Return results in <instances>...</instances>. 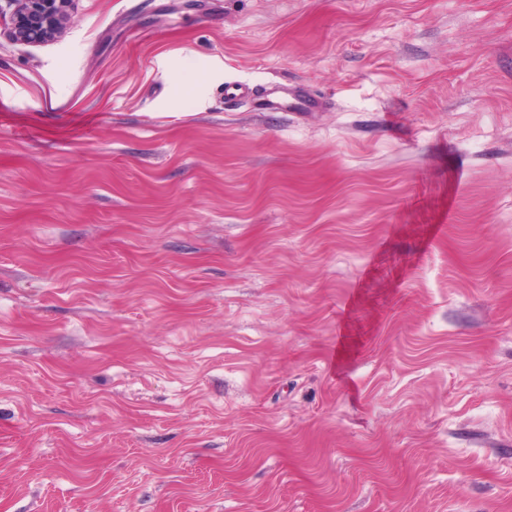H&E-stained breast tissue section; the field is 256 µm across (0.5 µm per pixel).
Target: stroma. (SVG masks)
<instances>
[{"mask_svg":"<svg viewBox=\"0 0 512 512\" xmlns=\"http://www.w3.org/2000/svg\"><path fill=\"white\" fill-rule=\"evenodd\" d=\"M9 28L0 512H512V0Z\"/></svg>","mask_w":512,"mask_h":512,"instance_id":"35a3bbf8","label":"stroma"}]
</instances>
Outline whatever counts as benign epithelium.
<instances>
[{"mask_svg": "<svg viewBox=\"0 0 512 512\" xmlns=\"http://www.w3.org/2000/svg\"><path fill=\"white\" fill-rule=\"evenodd\" d=\"M72 0H0V16L9 15L10 34L18 42L43 44L61 36L70 20Z\"/></svg>", "mask_w": 512, "mask_h": 512, "instance_id": "obj_1", "label": "benign epithelium"}]
</instances>
